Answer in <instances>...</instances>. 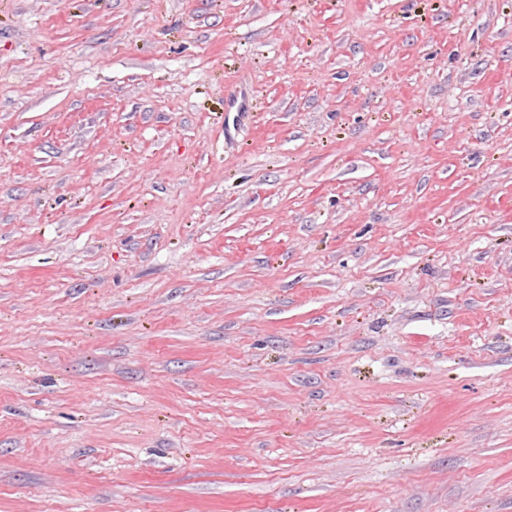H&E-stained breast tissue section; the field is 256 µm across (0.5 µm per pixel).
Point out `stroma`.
Returning a JSON list of instances; mask_svg holds the SVG:
<instances>
[{
    "label": "stroma",
    "mask_w": 512,
    "mask_h": 512,
    "mask_svg": "<svg viewBox=\"0 0 512 512\" xmlns=\"http://www.w3.org/2000/svg\"><path fill=\"white\" fill-rule=\"evenodd\" d=\"M0 512H512V0H0Z\"/></svg>",
    "instance_id": "1"
}]
</instances>
